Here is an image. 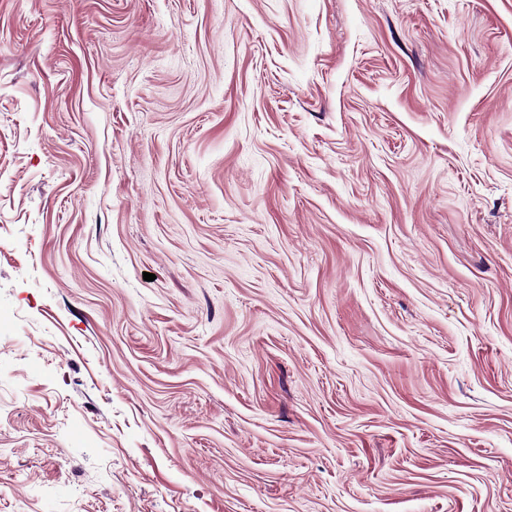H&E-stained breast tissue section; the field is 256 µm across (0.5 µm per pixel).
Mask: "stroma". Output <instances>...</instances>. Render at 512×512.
<instances>
[{"instance_id":"obj_1","label":"stroma","mask_w":512,"mask_h":512,"mask_svg":"<svg viewBox=\"0 0 512 512\" xmlns=\"http://www.w3.org/2000/svg\"><path fill=\"white\" fill-rule=\"evenodd\" d=\"M0 512H512V0H0Z\"/></svg>"}]
</instances>
